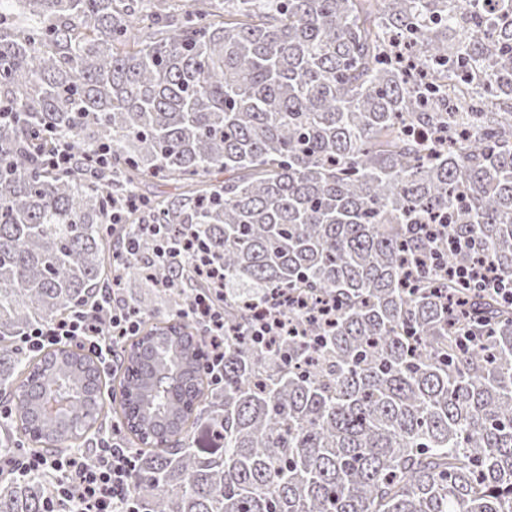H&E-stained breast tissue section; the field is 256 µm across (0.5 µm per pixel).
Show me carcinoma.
<instances>
[{
	"label": "carcinoma",
	"instance_id": "obj_1",
	"mask_svg": "<svg viewBox=\"0 0 512 512\" xmlns=\"http://www.w3.org/2000/svg\"><path fill=\"white\" fill-rule=\"evenodd\" d=\"M0 0V461L131 450L142 512H512V0ZM66 141L69 169L43 157ZM112 156L94 168L92 148ZM177 192L142 198L147 182ZM123 224L224 267V380L183 279ZM118 279L140 331L101 363L19 339ZM336 303L280 313L277 291ZM52 475L0 477L44 512ZM488 265L480 262L478 266L465 267L454 272V277L465 282L468 286L474 284L481 290L493 291L502 299H512V283L497 278L496 274L490 272Z\"/></svg>",
	"mask_w": 512,
	"mask_h": 512
}]
</instances>
